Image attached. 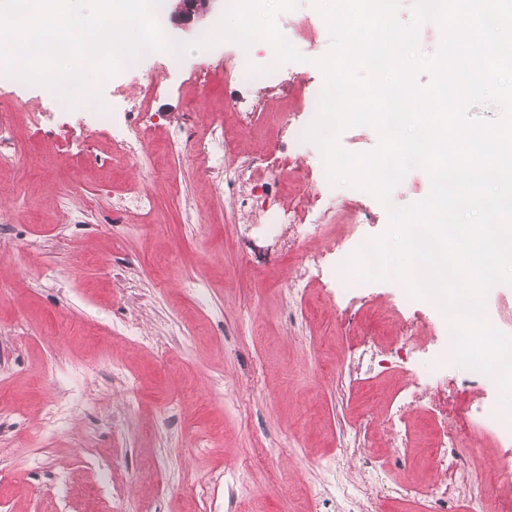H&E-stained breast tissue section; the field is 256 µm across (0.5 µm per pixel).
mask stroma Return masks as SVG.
I'll return each instance as SVG.
<instances>
[{
  "instance_id": "1",
  "label": "stroma",
  "mask_w": 512,
  "mask_h": 512,
  "mask_svg": "<svg viewBox=\"0 0 512 512\" xmlns=\"http://www.w3.org/2000/svg\"><path fill=\"white\" fill-rule=\"evenodd\" d=\"M278 26L288 38L309 31L295 43L303 61L273 66L264 49L222 41L176 63L162 53L120 63L102 104L145 115L138 158L112 144L98 105L71 108L47 88L0 81V115L17 140L0 159V406L15 410L0 422V512H84L91 488L124 496L126 512H379L365 492L341 500L336 479L391 486L419 468L416 457L395 463L382 422L402 376L416 356H435L448 325L419 308L416 351L399 372L348 387L350 331L396 336L406 314L395 285L349 301L327 271L343 237L380 236L389 215L363 190L317 197L322 154L311 142L291 147L283 117L304 112L323 83L316 61L331 38L313 0ZM248 62L273 66L274 77L243 72ZM150 79L160 89L145 100L138 90ZM218 122L228 150L204 169L193 155ZM174 127L189 135L177 152L166 138ZM247 155L282 172L249 208L224 184ZM134 183L153 194L152 213L114 220ZM310 199L316 233L268 232L263 215ZM296 278L306 295L288 293ZM128 322L141 342L119 335ZM129 372L139 379L133 405ZM468 373L443 369L407 423L433 434L428 403L445 392L470 407L476 392L457 387ZM60 405L68 413L57 422ZM356 420L371 428L368 447L349 445ZM49 421L45 439L38 428ZM318 458L340 459L339 476L315 468ZM229 467L251 468L262 492L228 510L223 493L202 491Z\"/></svg>"
}]
</instances>
